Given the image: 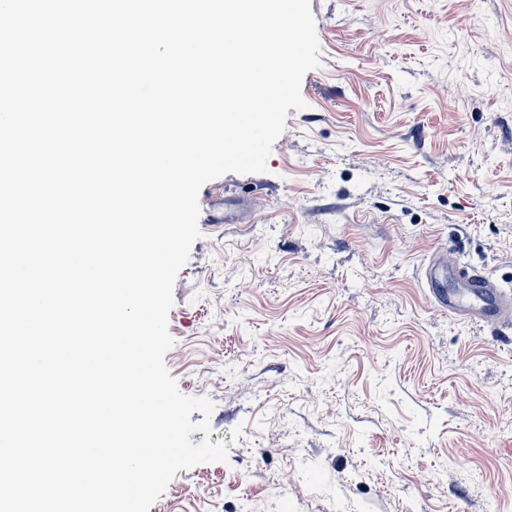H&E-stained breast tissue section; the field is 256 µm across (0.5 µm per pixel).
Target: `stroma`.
<instances>
[{
	"label": "stroma",
	"mask_w": 512,
	"mask_h": 512,
	"mask_svg": "<svg viewBox=\"0 0 512 512\" xmlns=\"http://www.w3.org/2000/svg\"><path fill=\"white\" fill-rule=\"evenodd\" d=\"M310 8L306 106L207 182L168 316L228 459L149 512H512V329L424 284L443 252L512 290V0Z\"/></svg>",
	"instance_id": "stroma-1"
}]
</instances>
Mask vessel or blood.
Segmentation results:
<instances>
[{"label":"vessel or blood","mask_w":512,"mask_h":512,"mask_svg":"<svg viewBox=\"0 0 512 512\" xmlns=\"http://www.w3.org/2000/svg\"><path fill=\"white\" fill-rule=\"evenodd\" d=\"M426 286L434 304L475 325H512V295L488 275L463 262L435 259L426 271Z\"/></svg>","instance_id":"vessel-or-blood-1"}]
</instances>
